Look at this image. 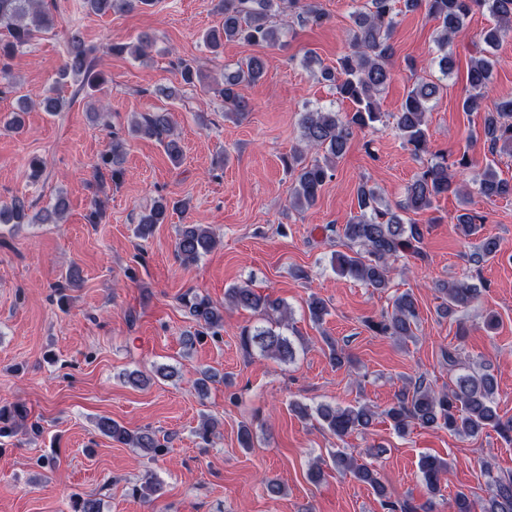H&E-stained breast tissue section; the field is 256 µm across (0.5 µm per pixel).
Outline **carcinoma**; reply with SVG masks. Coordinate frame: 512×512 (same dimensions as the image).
<instances>
[{"label": "carcinoma", "mask_w": 512, "mask_h": 512, "mask_svg": "<svg viewBox=\"0 0 512 512\" xmlns=\"http://www.w3.org/2000/svg\"><path fill=\"white\" fill-rule=\"evenodd\" d=\"M224 19L221 24L208 29L203 35L205 45L217 54L226 42H244L251 45L272 46L280 41L281 31L274 18L285 9L298 8L300 15L320 22L325 14L318 5L304 0H220ZM404 8L414 11L426 6L429 16L441 24L437 39L439 54L436 64L442 79L422 81L408 90L400 111L396 115V129L405 143L416 153L429 149L427 112L443 89L441 80L448 78L455 68L448 46L461 35L467 19L475 10L489 13L495 26L483 34L487 49L478 58L470 60L464 79L469 93L461 106L465 112L480 115L484 144L489 153L512 151V99H503L493 107L485 104L490 89L494 60L492 50L500 40L512 31V0H403ZM154 4V0H85L88 14L105 16L112 12L133 11ZM53 4L46 0H0V78H11L10 61L35 34L53 26L51 11ZM354 29L350 39V50L344 53L334 68L321 69V77L332 84L336 94L349 100L354 108L350 112H336L324 108H306L301 112L299 126L303 148L288 156V173L292 177L293 189L289 208L304 211L313 207L320 193L331 178L333 165L347 150L356 130L372 128L382 121L377 95L392 79L393 46L391 37L394 28L393 0H371V8L353 14ZM67 57L59 71L62 79L72 78L79 82V91L93 98L108 82L105 73L96 69L91 50L86 47L83 33L78 28L66 30ZM149 38L141 36L138 42H111L107 50L113 55H141L142 47ZM265 73L264 60L258 56L249 58L223 79L202 87L224 101V111L236 116H245L248 104L239 93V87L255 84ZM131 137H146L163 144L170 160L179 165L182 160L180 142L175 136V127L168 112H150L136 119L128 129ZM125 138L112 135L111 151L101 155L95 164L99 179L110 176L112 181L123 179L125 170L121 166V152ZM322 153V158L306 161L304 152ZM473 184L479 195L492 198L512 197V181L500 177L495 161L473 170ZM466 192L455 175L448 172L444 156L433 155L426 169L408 186L404 202L397 209L382 204L378 192L366 183L357 189L359 212L345 224L336 228V237L344 241L348 251H337L331 256L332 269L354 280L362 281L376 289H385L390 283L392 263L404 256L424 258L422 244L425 228L406 220L403 214L425 211L442 196H462ZM28 205L15 197L8 205H0V226L10 224L17 227L24 223ZM170 203L158 198L149 213L137 225V236L144 239L157 224L168 220ZM455 229L465 238L476 235L483 217L472 210H465L456 217ZM217 246V238L210 226L184 224L178 232L176 255L184 264L197 262L203 255ZM502 252L500 240L487 236L480 240L469 255L471 264L478 267ZM486 285L482 280L465 277L441 286L445 295L443 312L448 318L460 320L480 299ZM231 305L253 311L261 324L246 326L240 331V344L246 353L257 348L260 356L286 363L295 357L293 343L285 335L288 329L287 310L283 301L270 294L262 295L246 286L228 289ZM181 301L198 329L182 336L186 346L206 333L219 335L224 327V309L218 308L204 295L190 289ZM309 319L322 324L328 314L326 304L313 297L307 305ZM419 313L417 301L410 293H401L392 300V310L381 315L377 321L369 322V328L378 334L393 336L404 342L414 336ZM498 385L495 377L486 372H472L456 377L446 391H437L424 377L409 381L397 392L392 403L383 411L393 429L400 435L411 428H445L461 437L475 438L487 429L502 435L512 434V421L503 420L494 406ZM295 411L304 419H317L340 440L354 432L369 431L376 419V412L366 404L345 407L320 404L315 408L295 405ZM28 411L20 402L0 403V439L14 436L26 425ZM97 429L112 441L129 448H138L154 458L165 451V445L156 435L144 430L132 432L112 418L100 416ZM331 463L336 471L351 473L357 480L369 485L383 499L389 512H434L433 502L412 505L406 501L387 500L385 486L368 463H359L337 450L331 453ZM419 473L430 495L441 491L444 476L448 473L447 462L431 455H424L419 462ZM491 493L488 498L476 502L469 494L459 491L448 502L449 512H512V474H493L491 466L484 468ZM160 490V484L147 477L131 488V494L149 499ZM70 512H101L100 500L76 496L70 500Z\"/></svg>", "instance_id": "cac0c4a2"}]
</instances>
